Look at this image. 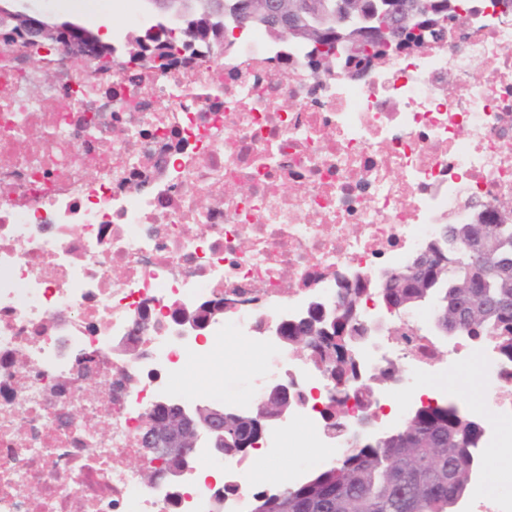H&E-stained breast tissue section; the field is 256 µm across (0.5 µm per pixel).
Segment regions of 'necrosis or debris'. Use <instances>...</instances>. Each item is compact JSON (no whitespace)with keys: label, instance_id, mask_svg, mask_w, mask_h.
Masks as SVG:
<instances>
[{"label":"necrosis or debris","instance_id":"necrosis-or-debris-1","mask_svg":"<svg viewBox=\"0 0 512 512\" xmlns=\"http://www.w3.org/2000/svg\"><path fill=\"white\" fill-rule=\"evenodd\" d=\"M165 44L155 66L116 26L111 62L76 67L0 33V512H213L224 485L206 471L237 481L226 512H250L242 458L198 449L174 503L136 466L147 411L228 336L304 392L267 456L303 440L334 462L361 422L327 438L331 379L257 326L334 301L340 274L404 265L440 225L512 205V14L485 0L357 77L314 70L305 43L261 29ZM229 291L238 309L173 338L175 308ZM144 309L148 357L112 356ZM422 318L402 314L361 373L397 361L413 385L476 355L495 415L512 418V361L490 340L441 346ZM80 357L100 395L77 381Z\"/></svg>","mask_w":512,"mask_h":512}]
</instances>
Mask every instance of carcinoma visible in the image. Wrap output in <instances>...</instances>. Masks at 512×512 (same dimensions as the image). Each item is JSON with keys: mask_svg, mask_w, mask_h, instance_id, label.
Returning a JSON list of instances; mask_svg holds the SVG:
<instances>
[{"mask_svg": "<svg viewBox=\"0 0 512 512\" xmlns=\"http://www.w3.org/2000/svg\"><path fill=\"white\" fill-rule=\"evenodd\" d=\"M197 15L189 19L196 41L213 40L224 27L206 19L209 0H197ZM302 42L312 46L316 59L311 65L328 71L336 65L334 36L326 31L305 32ZM382 42L363 46L354 59L361 67L383 57ZM477 228L473 224L448 225L450 262L427 279L408 276V266L396 269L398 277L390 287L354 288L345 303L362 308L369 297L383 306L401 310L427 303L448 316L466 319L468 339L490 337L499 350L512 359V224H496L489 233L485 251L476 255L469 249ZM482 283L484 300L475 303L467 282ZM322 336L317 350L288 329V348L315 356L334 377V393L322 410L324 426L343 434L347 426L343 402L347 391L357 388L362 416L370 415L368 394L380 384L399 379L390 363L376 369L372 377H359L355 359L357 337ZM241 442L258 440L252 422L232 424ZM483 426L463 413L456 402L418 406L402 425L379 433V441H351L336 463L307 475L302 481L284 483L281 496L269 512H459L471 484L480 471Z\"/></svg>", "mask_w": 512, "mask_h": 512, "instance_id": "cac0c4a2", "label": "carcinoma"}]
</instances>
